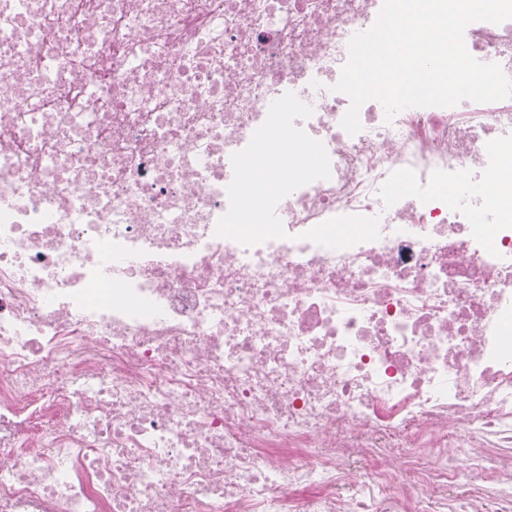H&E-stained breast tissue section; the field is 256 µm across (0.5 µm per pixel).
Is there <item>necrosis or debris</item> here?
Masks as SVG:
<instances>
[{
  "mask_svg": "<svg viewBox=\"0 0 512 512\" xmlns=\"http://www.w3.org/2000/svg\"><path fill=\"white\" fill-rule=\"evenodd\" d=\"M383 4L0 0V512H512V98L346 132Z\"/></svg>",
  "mask_w": 512,
  "mask_h": 512,
  "instance_id": "obj_1",
  "label": "necrosis or debris"
}]
</instances>
